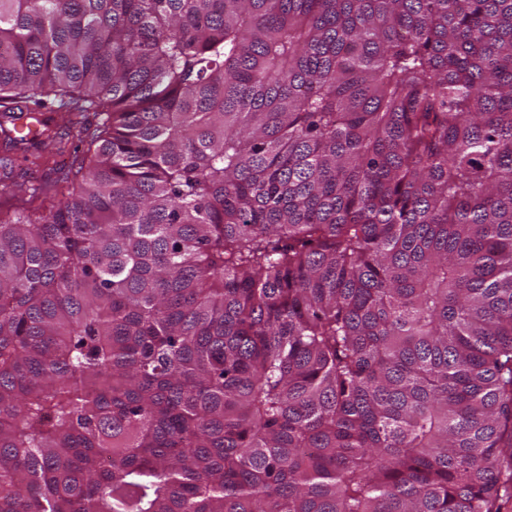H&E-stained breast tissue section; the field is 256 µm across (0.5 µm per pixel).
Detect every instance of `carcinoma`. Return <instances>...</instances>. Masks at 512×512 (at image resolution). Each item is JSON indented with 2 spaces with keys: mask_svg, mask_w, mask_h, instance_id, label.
<instances>
[{
  "mask_svg": "<svg viewBox=\"0 0 512 512\" xmlns=\"http://www.w3.org/2000/svg\"><path fill=\"white\" fill-rule=\"evenodd\" d=\"M19 99L0 512L512 504V0H0ZM7 146L6 141L0 136V155H10L15 159L14 170L13 173L9 175L10 178L4 177L3 172L0 170V189L3 186H12L13 188H16L15 185L26 183L29 177H34L43 181H50L55 177L53 169L55 167L59 168L69 164L72 159V148L55 156H51V154L46 152L44 153V158L40 161L41 165L34 168L36 171L31 172L28 170L30 167L29 162L24 160L25 153L20 149L10 150V147Z\"/></svg>",
  "mask_w": 512,
  "mask_h": 512,
  "instance_id": "carcinoma-1",
  "label": "carcinoma"
}]
</instances>
